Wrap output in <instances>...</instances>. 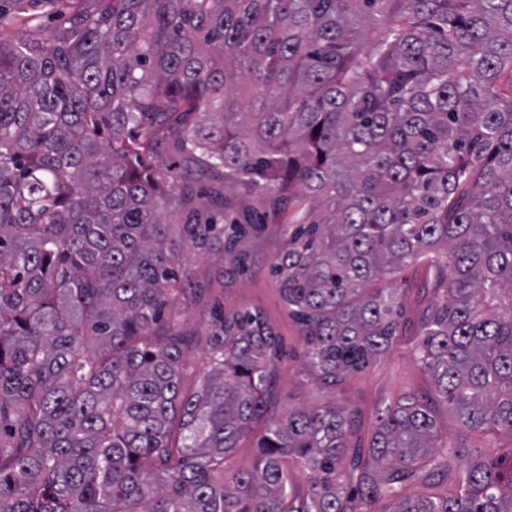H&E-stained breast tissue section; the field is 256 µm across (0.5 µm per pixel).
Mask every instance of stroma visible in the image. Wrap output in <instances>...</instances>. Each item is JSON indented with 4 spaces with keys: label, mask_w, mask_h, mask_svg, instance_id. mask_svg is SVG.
<instances>
[{
    "label": "stroma",
    "mask_w": 512,
    "mask_h": 512,
    "mask_svg": "<svg viewBox=\"0 0 512 512\" xmlns=\"http://www.w3.org/2000/svg\"><path fill=\"white\" fill-rule=\"evenodd\" d=\"M282 246L277 225H270L260 238L249 241V268L223 282L214 283L213 297L225 310L242 307L260 310L279 335L282 353L276 362L275 396L279 407L314 406L338 400L353 413L351 448H366L380 409L397 397L411 394L429 401L432 413L449 443L469 449H486L488 439L465 431L454 419L446 402L435 394L434 385L411 354L416 340V322L432 297L428 287L433 277L424 266L404 270L397 280L403 301L404 331L392 349L362 372L345 380L336 393L321 390L303 366L305 346L300 327L289 312L274 283L271 261Z\"/></svg>",
    "instance_id": "stroma-1"
}]
</instances>
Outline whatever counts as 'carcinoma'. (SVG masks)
<instances>
[{"instance_id": "obj_1", "label": "carcinoma", "mask_w": 512, "mask_h": 512, "mask_svg": "<svg viewBox=\"0 0 512 512\" xmlns=\"http://www.w3.org/2000/svg\"><path fill=\"white\" fill-rule=\"evenodd\" d=\"M49 3L0 0V512H512V0H66L46 27ZM270 224L321 389L394 344L382 282L439 267L413 357L498 456L404 395L376 480L345 406L276 409L259 310L169 323L208 292L183 250L234 273ZM253 446L254 438L252 437L240 442L239 448L231 455L229 472H245L252 468L256 453V448Z\"/></svg>"}]
</instances>
